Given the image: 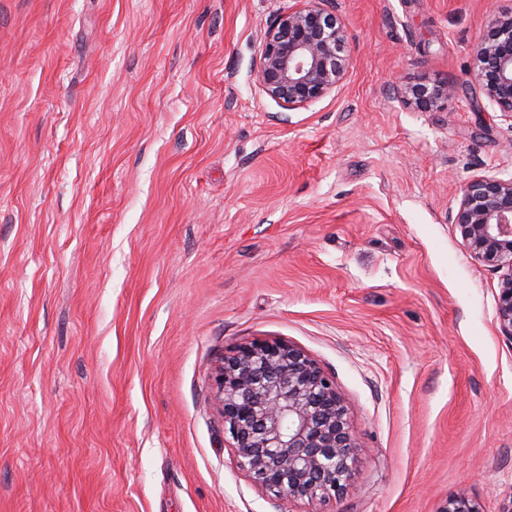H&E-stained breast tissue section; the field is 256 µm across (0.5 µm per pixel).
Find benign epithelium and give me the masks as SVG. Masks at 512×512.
I'll use <instances>...</instances> for the list:
<instances>
[{"label":"benign epithelium","mask_w":512,"mask_h":512,"mask_svg":"<svg viewBox=\"0 0 512 512\" xmlns=\"http://www.w3.org/2000/svg\"><path fill=\"white\" fill-rule=\"evenodd\" d=\"M326 0L279 16L264 33L257 63L263 92L285 110L306 107L340 89L352 64L343 22ZM491 34L473 48L471 82L512 118V12L495 13ZM402 102L441 112L459 94L448 80L397 88ZM454 218L476 261L502 270L497 322L512 340V179L478 176L459 189ZM214 404L231 438L233 461L262 491L315 504L347 493L361 448L344 396L306 351L281 341L254 340L224 355L216 369ZM437 512H485L463 488Z\"/></svg>","instance_id":"obj_1"}]
</instances>
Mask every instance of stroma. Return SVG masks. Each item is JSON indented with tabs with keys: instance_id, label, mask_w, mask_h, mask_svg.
<instances>
[{
	"instance_id": "obj_1",
	"label": "stroma",
	"mask_w": 512,
	"mask_h": 512,
	"mask_svg": "<svg viewBox=\"0 0 512 512\" xmlns=\"http://www.w3.org/2000/svg\"><path fill=\"white\" fill-rule=\"evenodd\" d=\"M298 0H0V512H436L512 504L500 274L458 188L512 178L469 69L512 0H329L340 91L282 109L255 66ZM463 84L442 112L396 100ZM302 348L361 441L337 502L232 461L214 367ZM436 512H485L481 502L466 488L447 497Z\"/></svg>"
}]
</instances>
